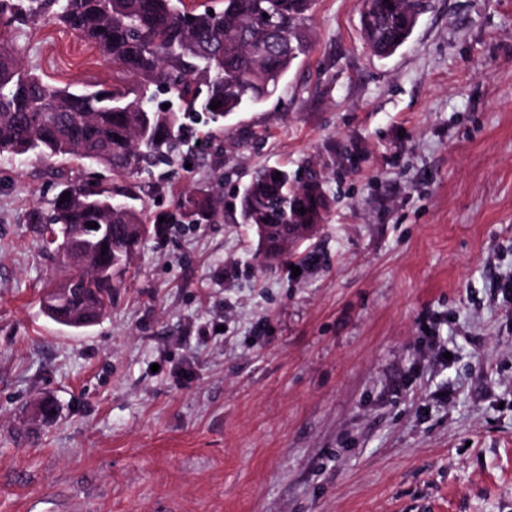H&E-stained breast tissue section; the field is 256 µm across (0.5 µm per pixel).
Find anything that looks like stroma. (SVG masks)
Masks as SVG:
<instances>
[{"instance_id": "obj_1", "label": "stroma", "mask_w": 512, "mask_h": 512, "mask_svg": "<svg viewBox=\"0 0 512 512\" xmlns=\"http://www.w3.org/2000/svg\"><path fill=\"white\" fill-rule=\"evenodd\" d=\"M360 7L317 0L278 91L137 187L174 219L93 325L43 311L65 270L29 216L119 178L0 156V512H512V0H429L386 59ZM0 42L112 86L62 25ZM309 162L332 208L300 275L260 266L239 195ZM194 186L223 223L175 216Z\"/></svg>"}]
</instances>
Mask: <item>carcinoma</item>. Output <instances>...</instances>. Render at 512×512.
<instances>
[{"label": "carcinoma", "mask_w": 512, "mask_h": 512, "mask_svg": "<svg viewBox=\"0 0 512 512\" xmlns=\"http://www.w3.org/2000/svg\"><path fill=\"white\" fill-rule=\"evenodd\" d=\"M314 0H222V7L185 0H0V27L59 22L89 41L112 62V89H73L44 82L16 48L0 47V155L75 159L112 169L120 179L150 175L189 145L184 123L203 114L219 123L272 96L288 72L308 57ZM364 39L387 58L414 25L405 0H362ZM164 88L185 105L181 112L153 105ZM221 102L213 110L211 102ZM70 196L61 198L64 193ZM131 189H86L63 184L50 223L62 240L50 242L72 270L79 233L95 270L64 289L54 321L81 328L102 319L122 286L142 238L159 234L165 216L137 207ZM332 206L322 171L301 173L264 167L239 197L243 224H321ZM176 208L193 224L224 220V193L194 189ZM305 209L302 214L299 209ZM97 223L91 228L89 224Z\"/></svg>", "instance_id": "obj_1"}]
</instances>
